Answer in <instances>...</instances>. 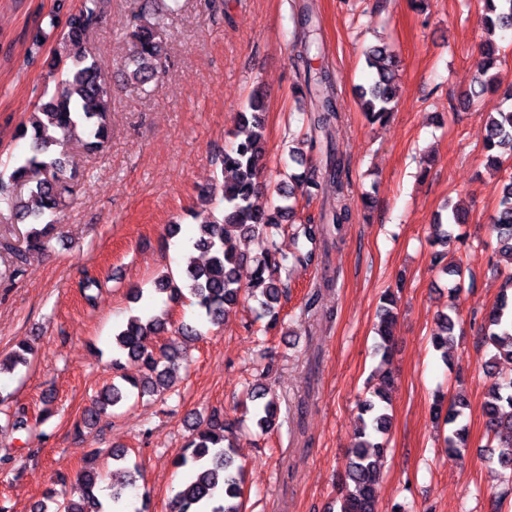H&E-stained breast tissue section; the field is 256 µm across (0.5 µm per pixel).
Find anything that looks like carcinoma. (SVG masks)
Masks as SVG:
<instances>
[{"mask_svg":"<svg viewBox=\"0 0 512 512\" xmlns=\"http://www.w3.org/2000/svg\"><path fill=\"white\" fill-rule=\"evenodd\" d=\"M485 28L489 32L512 30V0H481ZM181 0H143L139 11L127 20L128 53L123 64L126 85L137 93H148V86L166 69L169 56L166 48L164 16L179 11ZM98 0H82L81 7L60 22L50 18V27L60 30L59 44L63 51L56 54L53 69L54 88L44 94L37 111L17 128V135L29 138L31 153L10 157L0 163V204L6 205L13 218L28 225L23 234L24 246H17L7 238H0V251L12 257V277L23 272L28 256L42 251L53 234L57 216L73 193L68 175L69 160L56 147L75 135L77 129L85 132V147L89 151L101 149L110 139L109 113L112 105V87L98 59L86 50L89 32L100 22ZM322 52L320 28L312 6L303 5L297 11L295 41L291 65L302 79L299 92L315 100V111L304 117L309 132L329 134V127L337 119L338 93L333 74L313 66ZM369 69L374 71L371 83L359 88L361 110L370 123L387 120L395 104L396 60L386 45H372L364 50ZM496 60L495 49L487 48L477 61L474 84L477 89L471 97L479 98L494 88L495 77L489 70ZM263 93L255 89L246 106L238 112L239 121L252 126L242 140H234L224 148L219 158L222 172L232 178L221 186L223 207L220 211L203 209L194 213L198 232L191 247L209 255L199 266L188 262L180 277L166 273L157 277L153 288L132 289V299L140 302L145 294H169L172 302L188 300L200 315L213 324L223 322L227 311L249 299L253 321H266L270 328L279 319L276 311L285 292L292 264L296 261L310 264L313 251L290 257L278 247L276 236L295 214L298 197L310 201L329 192L333 205L326 223L315 227L303 226V236L312 242L316 231L327 233V227L341 232L349 223L351 213L346 203L343 182V158L339 149L326 138V183L314 175H293L291 183H281L274 189L275 198L262 207L256 204L258 184L265 155ZM485 148L490 161L498 169L512 162V109L489 118ZM491 230L496 234L502 252L512 261V179L503 187ZM262 236L267 245L257 256H247L229 246L232 238ZM250 266L249 282L244 284L240 270ZM396 301L392 293L383 297L380 326L381 342L378 351L382 359L391 353L392 325ZM170 324L169 312L156 315L138 312L112 336V383L97 392L83 413V423L95 426L102 418L113 414L131 397L161 395L174 385V374L184 360L182 350L167 343L156 346L153 339ZM455 320L449 314L440 315L438 330L432 341L436 349L448 346L453 339ZM484 342L512 361V295L504 292L489 313ZM33 348L28 343L19 345L8 362H0V373L28 364ZM140 365V374L120 373L122 359ZM248 398L252 401L251 421L261 432L276 425L278 404L266 383L251 386ZM443 398L434 404L435 417L444 424H454L462 416L464 405L454 402L443 406ZM356 441L350 449L351 461L342 480L338 502L339 512H376L375 489L381 477V457L386 444L390 415L379 389L362 400ZM486 428L498 448L497 462L505 470H512V380H495L488 391L485 404ZM244 421H226L213 412L203 430L192 429L184 452L175 461L181 478L172 498L173 512H244L243 469L236 464L233 444L228 436H238ZM112 460V485L109 503L103 504L97 496L99 484L105 475L97 470H83L77 479L82 495L70 499L54 489L49 490L33 506V512H146V507L134 506L132 498L138 490L137 465L128 461V450L114 448L105 451Z\"/></svg>","mask_w":512,"mask_h":512,"instance_id":"carcinoma-1","label":"carcinoma"}]
</instances>
